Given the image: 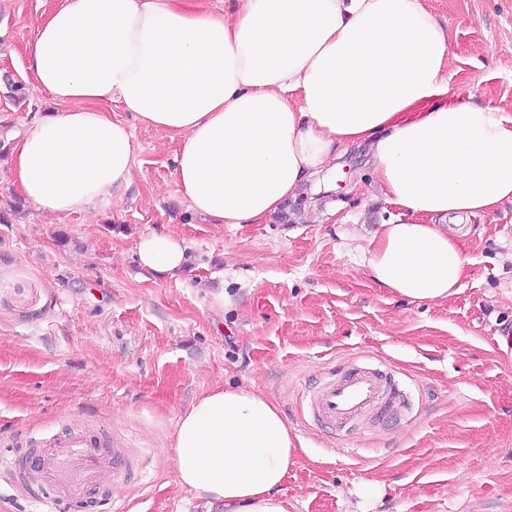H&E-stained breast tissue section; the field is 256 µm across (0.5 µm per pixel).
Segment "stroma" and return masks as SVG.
Segmentation results:
<instances>
[{
  "label": "stroma",
  "instance_id": "stroma-1",
  "mask_svg": "<svg viewBox=\"0 0 512 512\" xmlns=\"http://www.w3.org/2000/svg\"><path fill=\"white\" fill-rule=\"evenodd\" d=\"M61 2L0 0V454L20 465L0 472V512H55L26 470L37 439L64 424L128 442L142 468L114 491L126 512H223L178 485L165 447L197 396L242 385L303 442L281 490L289 512H512V203L455 226L468 274L429 304L376 287L358 264L397 210L356 149L316 207L296 199L284 223L214 224L175 181L178 142L137 125L128 186L97 214H45L18 192L11 156L56 109L25 47ZM426 5L450 24L451 89L511 112L512 0ZM161 230L188 248L175 279L146 277L135 256L137 238ZM357 357L393 367L408 405L326 427L302 390Z\"/></svg>",
  "mask_w": 512,
  "mask_h": 512
}]
</instances>
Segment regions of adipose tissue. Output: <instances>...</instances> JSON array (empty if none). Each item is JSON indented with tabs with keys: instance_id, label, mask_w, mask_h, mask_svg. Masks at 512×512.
<instances>
[{
	"instance_id": "obj_1",
	"label": "adipose tissue",
	"mask_w": 512,
	"mask_h": 512,
	"mask_svg": "<svg viewBox=\"0 0 512 512\" xmlns=\"http://www.w3.org/2000/svg\"><path fill=\"white\" fill-rule=\"evenodd\" d=\"M58 105L17 142L13 181L50 215L84 213L131 183V125L179 139L175 176L217 224H262L319 191L344 148L364 149L398 215L359 265L411 302L455 295L469 260L449 225L512 202V113L448 86V29L424 0H64L27 46ZM117 104L130 121L113 118ZM158 278L188 262L168 231L138 239ZM253 387L203 393L169 445L179 484L224 512H288L301 446Z\"/></svg>"
}]
</instances>
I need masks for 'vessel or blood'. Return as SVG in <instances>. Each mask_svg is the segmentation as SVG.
<instances>
[{
    "mask_svg": "<svg viewBox=\"0 0 512 512\" xmlns=\"http://www.w3.org/2000/svg\"><path fill=\"white\" fill-rule=\"evenodd\" d=\"M400 396L390 369L383 364L355 365L309 396L314 417L330 424H349L371 412L394 409ZM125 450L96 431L64 427L42 441L31 463L42 486L63 506L82 503L96 493L109 512H123L112 497L114 485L137 473Z\"/></svg>",
    "mask_w": 512,
    "mask_h": 512,
    "instance_id": "1",
    "label": "vessel or blood"
}]
</instances>
